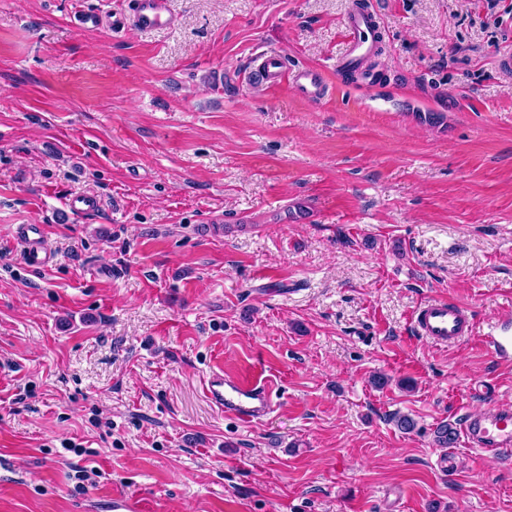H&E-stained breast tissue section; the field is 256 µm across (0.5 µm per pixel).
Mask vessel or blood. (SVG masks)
<instances>
[{
    "instance_id": "b4317fda",
    "label": "vessel or blood",
    "mask_w": 512,
    "mask_h": 512,
    "mask_svg": "<svg viewBox=\"0 0 512 512\" xmlns=\"http://www.w3.org/2000/svg\"><path fill=\"white\" fill-rule=\"evenodd\" d=\"M133 25L143 31L168 27L172 16L168 0H136ZM347 47L337 62L342 70L360 72L365 84H372L374 76L366 71L364 63L373 53L379 24L376 15L367 10L352 8L345 20ZM258 80L288 82L300 96L310 102L322 100L327 81L322 70L309 67L284 69L283 55L279 52L263 54L257 70ZM16 235L26 243L25 264L34 270L52 267L54 255L44 245L41 225L21 224ZM413 327L418 335L437 347L460 343L475 334L471 312L453 301L431 297L421 302L412 315ZM481 344L498 360L512 362V330L506 325H491L480 336ZM209 401L222 410L226 417L242 423L260 420L269 414L273 402V387L261 373L249 371L231 376L223 370L210 371L202 384ZM487 409L461 421V431L469 446L504 459L512 457V411L493 406V390H484Z\"/></svg>"
}]
</instances>
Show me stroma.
I'll use <instances>...</instances> for the list:
<instances>
[{"mask_svg":"<svg viewBox=\"0 0 512 512\" xmlns=\"http://www.w3.org/2000/svg\"><path fill=\"white\" fill-rule=\"evenodd\" d=\"M168 2L145 32L131 0H0V512H512V460L434 442L477 385L512 409V364L410 325L430 296L512 321V0H366L369 89L336 69L354 0ZM267 51L327 95L255 80ZM215 368L271 414L226 418ZM16 236L26 243L25 265L32 270H45L53 266L54 254L44 245L42 225L21 224L16 228ZM203 392L209 401L224 411L225 417L251 423L265 417L272 408L273 387L254 370L231 376L216 369L203 380Z\"/></svg>","mask_w":512,"mask_h":512,"instance_id":"obj_1","label":"stroma"}]
</instances>
